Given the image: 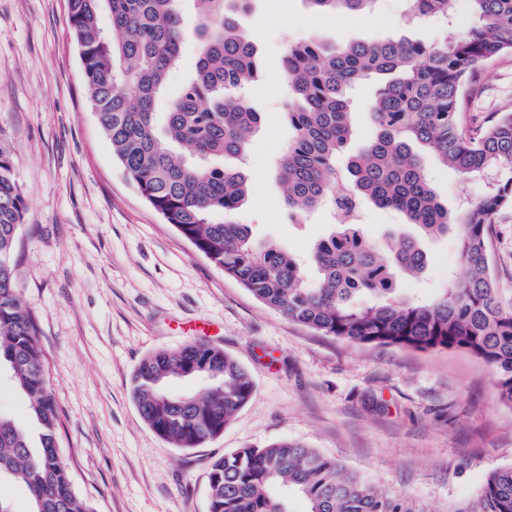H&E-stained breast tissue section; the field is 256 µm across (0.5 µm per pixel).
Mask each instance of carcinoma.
Masks as SVG:
<instances>
[{
    "instance_id": "obj_1",
    "label": "carcinoma",
    "mask_w": 512,
    "mask_h": 512,
    "mask_svg": "<svg viewBox=\"0 0 512 512\" xmlns=\"http://www.w3.org/2000/svg\"><path fill=\"white\" fill-rule=\"evenodd\" d=\"M181 0H68L87 100L126 176L195 251L267 307L324 336L363 345L418 351L455 349L483 360L499 398L512 404V297L491 271L490 230L512 206V112L473 125L470 93L487 64L512 56V0H469L478 25L435 43L365 38L325 46L305 38L284 51L285 102L292 137L275 159L286 186L285 220L305 224L325 204L346 198L352 214L309 257L318 271L307 283L303 263L275 245L258 248L236 220L245 204V175L224 166L243 157L261 112L241 97L259 73L255 43L237 16L250 0H193L199 25L190 75L158 121L169 73L185 38ZM318 12L368 16L376 0H305ZM413 21L446 18L451 0H408ZM111 17V29L101 15ZM387 77L370 108L372 135L350 153L355 137L350 93ZM434 157L463 178L507 173L485 196L454 216L427 173ZM401 212L424 233L453 227L463 278L428 300L406 298L396 276L423 272L428 256L409 235L387 242L392 261L361 233L367 204ZM26 199L0 129V367L28 398L37 435L0 415V481L30 493L31 512H93L62 460L59 416L48 385V360L36 319L13 281L14 249ZM361 298L373 302L362 304ZM176 377L200 379L196 392L172 394ZM254 385L242 365L205 340L144 356L130 391L153 433L178 448L216 438L250 400ZM280 485L302 496L308 512H412L362 475L297 441L237 448L208 474V512H288L271 494ZM448 512H512V465L492 471L468 502Z\"/></svg>"
}]
</instances>
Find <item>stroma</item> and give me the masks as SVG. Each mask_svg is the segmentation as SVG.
I'll use <instances>...</instances> for the list:
<instances>
[{"label":"stroma","instance_id":"stroma-1","mask_svg":"<svg viewBox=\"0 0 512 512\" xmlns=\"http://www.w3.org/2000/svg\"><path fill=\"white\" fill-rule=\"evenodd\" d=\"M406 0H377L381 36L433 43L463 36L473 15L452 0L455 25L408 21ZM260 75L247 93L262 112L245 162L237 218L255 243L305 255L328 235L329 208L285 223L284 191L270 163L292 131L281 58L306 37L341 46L364 38L360 16H322L304 0H252L241 17ZM475 124L512 111V56L488 64L470 103ZM0 128L7 133L26 210L14 280L39 324L59 408L58 443L76 491L95 512H208L213 462L238 448L294 440L336 458L413 512H448L495 469L512 464V405L487 364L455 350L376 347L320 335L256 300L198 254L129 181L87 106L66 0H0ZM432 186L449 209L486 193L440 164ZM368 237L413 233L398 212L367 206ZM427 269L398 283L433 297L460 271L455 232L425 241ZM493 272L512 290V207L491 228ZM216 343L250 374L251 400L198 448L157 437L130 393L142 357L197 340Z\"/></svg>","mask_w":512,"mask_h":512}]
</instances>
